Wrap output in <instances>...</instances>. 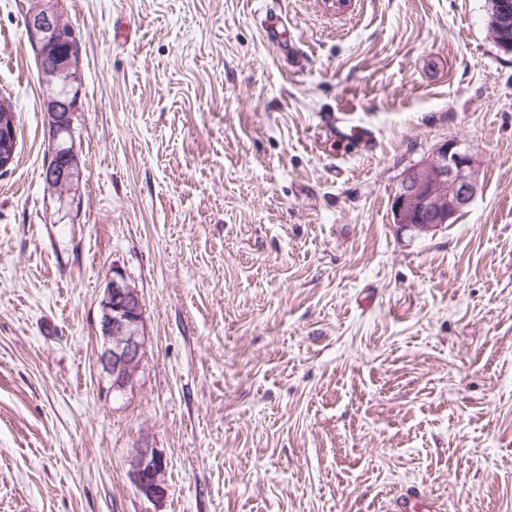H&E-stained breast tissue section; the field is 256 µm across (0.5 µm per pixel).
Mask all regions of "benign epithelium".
<instances>
[{
	"instance_id": "obj_1",
	"label": "benign epithelium",
	"mask_w": 512,
	"mask_h": 512,
	"mask_svg": "<svg viewBox=\"0 0 512 512\" xmlns=\"http://www.w3.org/2000/svg\"><path fill=\"white\" fill-rule=\"evenodd\" d=\"M23 26L42 54L70 47L48 74L49 84L62 87L46 95L49 136L48 157L53 163L42 175L51 189L66 187L75 179L78 162L73 135V114L78 111L81 54L75 31L64 22L56 0H35L24 14ZM490 37L506 54H512V0H496ZM18 143V119L12 106H0V172L14 162ZM479 191L477 162L457 139L442 143L432 155L409 169L393 196V223L413 237H421L448 224L468 209ZM143 302L139 289L121 271L112 270L100 302L101 348L98 364L109 382V392L135 383L145 353L142 332ZM131 479L140 493L159 502L168 494L167 459L155 448L140 447L131 461Z\"/></svg>"
}]
</instances>
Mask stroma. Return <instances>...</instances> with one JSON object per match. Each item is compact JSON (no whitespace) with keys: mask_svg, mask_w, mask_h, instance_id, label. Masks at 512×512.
<instances>
[{"mask_svg":"<svg viewBox=\"0 0 512 512\" xmlns=\"http://www.w3.org/2000/svg\"><path fill=\"white\" fill-rule=\"evenodd\" d=\"M29 6L0 0V512H389L410 489L512 512V55L487 0H60L82 46L65 200ZM339 109L370 147L327 141ZM448 139L480 190L410 237L392 197ZM115 268L146 349L112 397ZM143 444L160 502L130 479ZM260 27L266 40L283 53H288V26L283 18L274 11L266 13L260 20ZM2 104V103H1ZM18 143V119L13 106H0V172H6L14 162ZM167 459L156 448L140 447L131 461V479L137 490L149 496V500L159 502L168 494ZM147 480L150 485L145 486Z\"/></svg>","mask_w":512,"mask_h":512,"instance_id":"1","label":"stroma"}]
</instances>
